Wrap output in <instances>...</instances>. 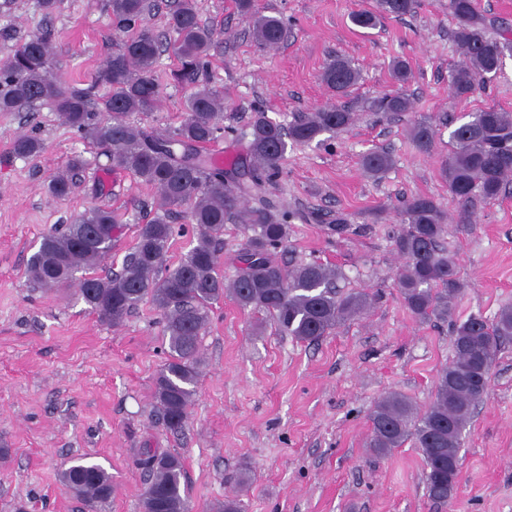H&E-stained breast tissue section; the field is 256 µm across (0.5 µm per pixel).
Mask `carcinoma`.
I'll use <instances>...</instances> for the list:
<instances>
[{
    "label": "carcinoma",
    "instance_id": "obj_1",
    "mask_svg": "<svg viewBox=\"0 0 512 512\" xmlns=\"http://www.w3.org/2000/svg\"><path fill=\"white\" fill-rule=\"evenodd\" d=\"M238 11L252 23L258 45L272 48L283 39L284 26L255 9L254 0H236ZM112 21L124 34L121 47L108 58L96 82L106 93L94 101L89 89L63 80L51 53L50 38L41 33L19 43L0 64V112H16L47 104L87 143L101 149L112 166L131 173L156 190V216L138 225L134 246L122 267L97 274L112 254L119 225L109 209L92 206L66 228L45 235L29 262L33 284L51 288L77 281V292L100 321L120 325L149 298L164 317L169 357L155 379L154 398L167 429L184 427L195 394L201 357L198 338L209 322L213 304L229 295L243 309L264 313L279 333L303 342L332 333L364 313L368 297L343 293L342 273L316 262L288 268L275 258L288 241L289 213L266 198V186L280 173L288 146L306 145L324 133L349 127L354 113L343 106L306 112L288 126L255 111L248 151L231 168L219 166L202 148L224 134V94L210 85V59L216 40L199 14L197 0H175L168 18L173 38L163 41L147 23L148 0H109ZM414 0H375L374 8L351 17L354 25L372 29L385 16L412 12ZM454 20L450 36L464 56L448 78L452 96L464 99L480 81L499 73L512 57V31L495 26L480 0H448ZM176 61L171 77L192 86L185 100L187 117L175 129L148 131L130 121L133 113L157 109L161 87L157 68L163 53ZM360 80L346 58L329 61L321 81L338 95ZM412 103L403 94H387L375 103L380 112H407ZM422 152L434 143L433 125L420 121L410 129ZM451 148L441 161L448 193L463 202L497 199L512 177V113L487 108L471 114L450 135ZM13 152L36 159L41 139L16 137ZM393 160L385 151L362 158L365 171L380 177ZM87 160L74 155L66 169L49 181V195L68 196L71 172ZM180 212L195 225L192 246L175 266L167 264L173 237L171 215ZM239 225L244 237L240 267L230 282L219 269L224 225ZM444 214L428 196L412 198L403 210L402 227L393 234L394 250L403 259L396 272L403 303L415 318L443 321L452 327L453 358L436 378L430 405L419 411L398 393H387L374 404L369 447L386 455L410 441L421 451L425 489L437 502L453 499L460 475V449L475 407L487 392L491 370L502 341L512 338V307L502 308L493 321L471 315L455 318V303L465 284L454 257L443 247ZM81 277H76V274ZM136 465L147 476L144 512H188L185 471L180 456L156 448H140ZM62 482L81 498L88 512H105L112 495V476L89 456L79 455L62 473Z\"/></svg>",
    "mask_w": 512,
    "mask_h": 512
}]
</instances>
